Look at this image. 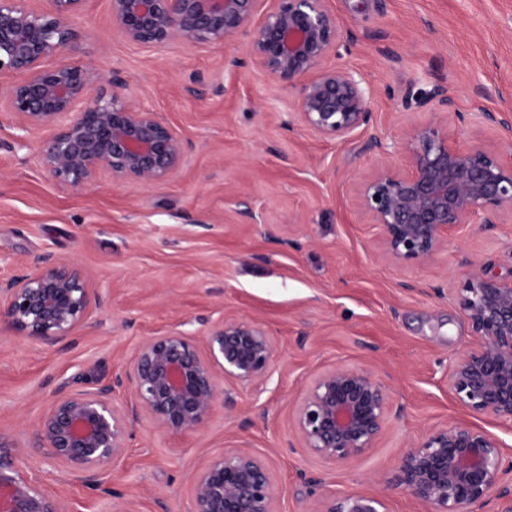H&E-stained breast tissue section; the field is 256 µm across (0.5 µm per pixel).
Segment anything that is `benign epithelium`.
I'll list each match as a JSON object with an SVG mask.
<instances>
[{"instance_id": "obj_1", "label": "benign epithelium", "mask_w": 512, "mask_h": 512, "mask_svg": "<svg viewBox=\"0 0 512 512\" xmlns=\"http://www.w3.org/2000/svg\"><path fill=\"white\" fill-rule=\"evenodd\" d=\"M0 0V75L19 74L3 101L21 130L47 132L38 161L76 193L106 175L114 183L160 185L187 162L191 144L155 112L136 109L122 83L89 64L61 61L76 37L73 19L88 0ZM112 24L129 42L153 48L231 45L246 37L251 63L297 89L295 116L314 136L349 140L374 120L373 86L358 71L330 63L355 42L330 0H111ZM431 105L434 119L402 129L409 169L383 165L362 183L358 203L380 231L386 256L422 265L466 224L489 229L512 215V110H482L509 140L470 144L448 138V116L465 121L440 82L409 85L403 110ZM459 302L478 344L456 360L448 388L474 413L512 423V280L484 276L464 262ZM94 273L45 258L27 274L0 280V333L51 348L69 340L103 305ZM276 342L259 321L224 317L197 338L172 328L140 343L112 380L85 391L61 383L33 430L35 447L88 485H101L125 448L139 411L173 436L204 429L227 405L221 381L248 387L270 377ZM126 386L130 403L114 404ZM389 412L386 382L367 368L338 365L315 377L294 411L309 454L349 463L374 446ZM27 448L0 438V512H65L61 497L25 471ZM512 463L499 442L457 423L426 434L404 455L391 483L427 512H479L488 497H512ZM188 512H276L271 472L243 448L202 459L192 474ZM322 512H386L378 497L328 499Z\"/></svg>"}]
</instances>
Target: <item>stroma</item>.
<instances>
[{"mask_svg": "<svg viewBox=\"0 0 512 512\" xmlns=\"http://www.w3.org/2000/svg\"><path fill=\"white\" fill-rule=\"evenodd\" d=\"M358 36L340 65L376 87L374 121L348 141L321 140L296 123V92L265 73L225 68L243 42L156 50L126 42L109 0H88L66 57L124 84L129 103L178 127L192 149L160 186L101 177L76 193L41 169L45 137L16 129L0 108V279L46 257L97 271L104 305L61 348L0 335V435L28 443L57 384L106 381L140 342L175 326L206 334L223 317L265 324L278 358L271 377L244 388L225 382L233 406L207 427L172 436L141 417L106 483L87 485L31 452L28 474L56 490L68 512H187L199 459L247 448L268 463L276 512H322L327 497L365 493L387 512H425L386 480L433 428L474 424L512 458V426L457 403L448 374L477 338L458 288L471 261L487 275H512V219L488 231L466 225L433 261L401 266L383 253L357 189L384 164L406 167L403 126L431 118L403 110L410 83L439 81L466 125L448 135L496 140L479 108L512 109V0H332ZM483 96H475L474 85ZM252 210L255 220L243 217ZM370 368L389 388L383 435L363 457L329 465L307 453L293 410L322 370Z\"/></svg>", "mask_w": 512, "mask_h": 512, "instance_id": "35a3bbf8", "label": "stroma"}]
</instances>
